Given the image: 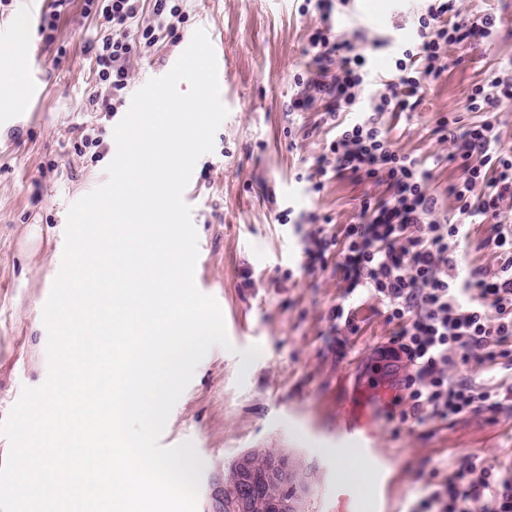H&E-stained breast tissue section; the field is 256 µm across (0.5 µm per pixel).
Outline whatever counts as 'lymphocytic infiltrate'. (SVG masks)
I'll return each instance as SVG.
<instances>
[{
  "mask_svg": "<svg viewBox=\"0 0 512 512\" xmlns=\"http://www.w3.org/2000/svg\"><path fill=\"white\" fill-rule=\"evenodd\" d=\"M85 15L105 28L84 45L94 68L86 108L112 119L129 92L133 58L162 39H177L185 20L181 0H83ZM460 0H427L409 40L401 45L386 76L366 67L358 45L363 33L345 38L331 27L316 29L308 46L317 70L296 74L289 111L324 104L322 117L336 134L327 154L305 175L306 191L317 194L347 175L384 187L383 196L364 192L357 216L341 236L325 234L316 212L300 214L310 230L303 238L307 271L334 268L347 283L331 309L336 333L356 334L353 302L375 299L387 323L396 325L381 359L410 366L400 381L389 421L397 425L428 419L455 421L466 415H497L512 400V154L500 147L499 116L512 101V68L475 84L468 111L478 121L459 128L457 117L440 115L435 131L449 141L447 158L426 162L401 151L385 121L413 111L427 85L448 70L449 51L492 42L493 16L463 13ZM151 24H141L143 12ZM452 163L460 177L448 192L457 203L449 219L432 187L433 171ZM486 222L473 237L474 221ZM496 254V268L472 267L470 250ZM483 365L485 382L456 378L470 363ZM428 494L412 512H512V461L472 455L458 469H432Z\"/></svg>",
  "mask_w": 512,
  "mask_h": 512,
  "instance_id": "lymphocytic-infiltrate-1",
  "label": "lymphocytic infiltrate"
}]
</instances>
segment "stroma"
<instances>
[{
  "label": "stroma",
  "instance_id": "1",
  "mask_svg": "<svg viewBox=\"0 0 512 512\" xmlns=\"http://www.w3.org/2000/svg\"><path fill=\"white\" fill-rule=\"evenodd\" d=\"M35 0L0 6V49L16 38L34 43L43 59L42 94L29 103L25 127L0 129V421L26 387L42 384L49 371L42 310L61 267L64 208L107 180L106 162L91 165L75 152L78 129L90 122L84 100L91 80L85 42L99 29L84 16L82 0H68L52 39L39 31ZM304 0H185L183 38L204 28L221 41L226 61L222 102L229 114L215 135L213 152L196 162L183 198L192 209L199 256L195 282L214 297L224 316L230 348L213 347L175 404L160 437L162 446L192 441L204 462L197 512H208L211 494L225 471L243 455L273 451L307 491L302 512H336V486L345 480L349 453L338 443L336 426L344 406L369 411L374 447L385 457L378 491L363 495L360 512H409L426 493L433 468L461 465L477 454L512 458V413L496 420L430 419L396 428L385 411L388 399L373 401L360 386L375 363V351L394 325L373 299L361 302L360 330L339 339L329 312L345 282L332 271H300L303 224H281L279 210L317 211L329 217L325 232L340 234L356 218L363 186L350 177L329 183L319 198L304 191L299 175L322 155L328 129L321 108L292 112L295 74L309 58L308 37L320 26ZM472 13L495 17L498 38L489 45L451 50L455 63L424 92L407 117L388 116L397 145L419 157L446 155L448 142L431 133L440 114L469 124L467 96L502 63L512 60V0H463ZM335 6L330 23L338 35L363 31L382 37L395 17L414 20L423 0H364ZM178 46L159 43L151 56L133 60L130 89L165 75ZM40 225L36 253L19 250L31 225ZM261 353L241 370V350Z\"/></svg>",
  "mask_w": 512,
  "mask_h": 512
}]
</instances>
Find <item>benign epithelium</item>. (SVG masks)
<instances>
[{
	"label": "benign epithelium",
	"mask_w": 512,
	"mask_h": 512,
	"mask_svg": "<svg viewBox=\"0 0 512 512\" xmlns=\"http://www.w3.org/2000/svg\"><path fill=\"white\" fill-rule=\"evenodd\" d=\"M303 491L281 455H247L214 491L211 512H299Z\"/></svg>",
	"instance_id": "1"
}]
</instances>
